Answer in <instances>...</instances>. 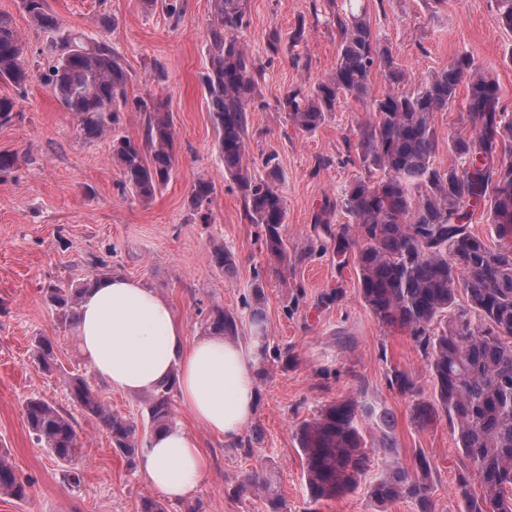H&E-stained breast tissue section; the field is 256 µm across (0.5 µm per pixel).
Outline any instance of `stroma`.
<instances>
[{
    "label": "stroma",
    "mask_w": 512,
    "mask_h": 512,
    "mask_svg": "<svg viewBox=\"0 0 512 512\" xmlns=\"http://www.w3.org/2000/svg\"><path fill=\"white\" fill-rule=\"evenodd\" d=\"M312 0H249L248 24L238 33L262 68L249 107V163L255 174L274 159L286 205L288 262L268 255L262 225L246 217L240 193L224 176L216 147L203 75L208 66L209 0H180L179 22L141 0H48L64 30L93 34L101 16L116 21L112 47L129 74V99L151 95L167 101L176 129V164L170 182L149 202L122 188L112 160V138H85L77 115L63 111L41 76L25 88L0 81L12 98L14 120L0 125V154L17 159L0 171V449L17 471L34 481L31 498L0 496V512H138L154 491L139 470L128 468L100 422L74 405L63 385L67 373L90 377L112 411L144 422L142 397L112 391L94 377L77 352L72 325L44 299V287L78 284L95 274L143 281L174 305L187 338L202 335L201 321L216 307L240 320L238 342L253 348L249 315L261 306L270 356L255 363L258 405L238 441L210 436L181 403L177 422L200 441L208 468L195 497L168 512H268L264 495L239 493L244 477L261 470L273 481L283 512H307L308 494L295 433L323 404L354 398L376 408L364 419L374 473L389 460L413 468L418 454L437 466L432 499L436 512H462L455 494L461 456L447 419L421 426L410 396L390 385L394 371L411 374L431 394L425 355L407 331L379 322L361 296L354 250L336 251L334 240L315 233V217L333 232L357 238L341 199L346 186L367 177L352 149L366 104L340 99L326 121L299 130L277 105L293 88L312 85L334 68L339 35ZM375 38L405 65L412 82L446 68L462 53L494 67L512 110V31L495 21L496 0H363ZM30 61L50 35L29 17L21 0H0ZM214 187L208 218L191 205L198 180ZM220 243L235 257L219 268ZM53 340L58 372L49 374L31 356L34 337ZM289 350L290 362L275 358ZM45 399L67 413L82 442L78 490L60 475L67 465L37 445L23 415L27 398ZM391 439L395 458L381 448Z\"/></svg>",
    "instance_id": "35a3bbf8"
}]
</instances>
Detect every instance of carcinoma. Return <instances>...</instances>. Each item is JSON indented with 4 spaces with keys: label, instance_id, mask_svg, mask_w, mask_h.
<instances>
[{
    "label": "carcinoma",
    "instance_id": "cac0c4a2",
    "mask_svg": "<svg viewBox=\"0 0 512 512\" xmlns=\"http://www.w3.org/2000/svg\"><path fill=\"white\" fill-rule=\"evenodd\" d=\"M320 1L331 9L339 34L336 66L313 87L289 91L277 109L307 132L335 111L342 96L370 104L372 116L358 126L354 147L376 176L355 180L342 199L363 241L357 251L362 298L381 323L407 330L430 359L433 391L423 396L400 370L393 373L391 385L414 396L412 413L418 424L448 418L465 459L455 489L463 512H512V245L492 248L470 232L479 212L497 239L512 240V117L500 85L492 70L461 54L414 90L401 92L399 85L410 75L373 36L363 7L352 4L340 13L335 0H313V12L319 11ZM45 2L22 0V6L44 30L55 33L60 20ZM158 3L169 18L179 19L178 0H143L146 9ZM210 7L209 67L203 83L224 174L240 192L250 222L264 226L268 254L286 262V207L277 172L257 176L246 161L248 107L261 75L236 35L247 25L248 0H210ZM42 54L48 62L45 81L63 111L78 116L84 137L116 130L127 108L128 73L107 36L70 31L51 39ZM377 75L389 86L379 95L372 88ZM32 78L23 41L12 19L0 14V80L23 87ZM463 83L470 133L448 141V164L439 165L432 115L448 111ZM134 107L147 118L144 140L113 138L112 160L122 171L123 188L147 202L170 179L176 133L167 102L141 99ZM212 195L210 182H197L191 204L205 217ZM84 289L83 283L54 286L46 291V300L62 319L72 321ZM460 290L464 306L457 303ZM251 323L257 355L264 359L263 313L254 312ZM203 325L209 335L239 334L238 317L222 308L212 310ZM32 356L45 371L57 365L50 338H36ZM63 383L72 402L101 422L113 449L136 467L148 440L137 422L112 412L82 375L69 373ZM171 391L163 385L145 399L152 434L175 423ZM23 413L38 445L64 463L78 459L82 445L67 414L38 397L25 402ZM365 413L357 400L343 399L321 407L297 429L313 504L308 512H319L316 505L324 500L354 492L371 470L374 457L359 422ZM434 470L424 455L411 470L393 464L369 481L367 496L377 506L408 500L415 512H435L430 495ZM474 476L477 493L471 488ZM31 489L29 478L21 477L0 452V496L25 501ZM240 491L264 493L270 512H282V501L262 472L248 474Z\"/></svg>",
    "mask_w": 512,
    "mask_h": 512
}]
</instances>
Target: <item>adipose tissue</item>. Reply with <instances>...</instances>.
<instances>
[{
  "label": "adipose tissue",
  "instance_id": "1",
  "mask_svg": "<svg viewBox=\"0 0 512 512\" xmlns=\"http://www.w3.org/2000/svg\"><path fill=\"white\" fill-rule=\"evenodd\" d=\"M74 336L81 357L112 390L136 396L173 383L180 403L220 440H238L256 411L254 362L244 347L221 336L187 340L174 307L143 281L121 274L92 280ZM138 467L179 507L195 495L207 461L197 438L176 423L151 436Z\"/></svg>",
  "mask_w": 512,
  "mask_h": 512
}]
</instances>
